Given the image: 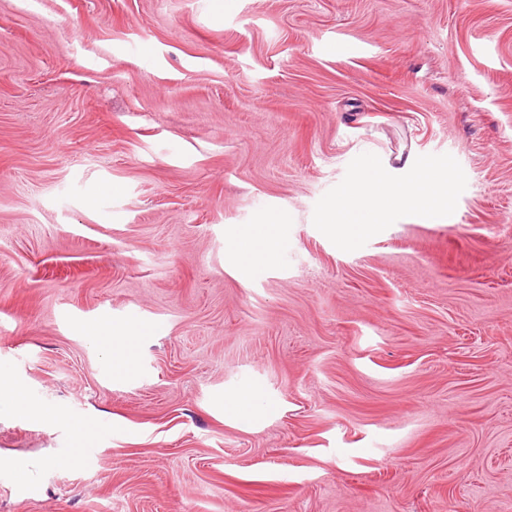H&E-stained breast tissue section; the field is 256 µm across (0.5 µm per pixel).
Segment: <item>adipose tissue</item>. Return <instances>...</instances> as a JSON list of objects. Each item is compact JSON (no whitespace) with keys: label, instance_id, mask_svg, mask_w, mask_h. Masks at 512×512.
<instances>
[{"label":"adipose tissue","instance_id":"obj_1","mask_svg":"<svg viewBox=\"0 0 512 512\" xmlns=\"http://www.w3.org/2000/svg\"><path fill=\"white\" fill-rule=\"evenodd\" d=\"M450 196L451 175L446 171H416L408 180L398 182L368 170L341 205L325 208L321 221L327 230L337 232L343 244L350 245L375 225L387 223L403 206L414 210L423 221L438 222L440 214L448 210ZM285 222V216L275 215L239 231L232 241V255L243 277H250L258 266L269 261V245ZM0 404L17 415L46 423L65 418L60 410L32 401L24 386L4 368L0 369Z\"/></svg>","mask_w":512,"mask_h":512}]
</instances>
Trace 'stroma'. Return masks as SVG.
<instances>
[{"label":"stroma","instance_id":"stroma-1","mask_svg":"<svg viewBox=\"0 0 512 512\" xmlns=\"http://www.w3.org/2000/svg\"><path fill=\"white\" fill-rule=\"evenodd\" d=\"M401 154L447 215L342 246ZM0 364L110 425L0 409V512H512V0H0ZM451 184L448 171H415L408 180L398 182L366 170L340 207L330 204L325 208L321 222L328 231H336L345 245L353 244L375 225L387 224L402 206L414 210L425 222L438 223L439 215L448 211ZM266 224H255L239 231L232 241V255L247 280L255 269L269 262L271 249L265 244L275 241L280 228L286 222L284 215H275L266 219ZM262 402L263 398L258 390L242 391L224 398V413L228 416L238 417L251 406H262ZM262 407L267 410L272 408L271 404L268 403Z\"/></svg>","mask_w":512,"mask_h":512}]
</instances>
